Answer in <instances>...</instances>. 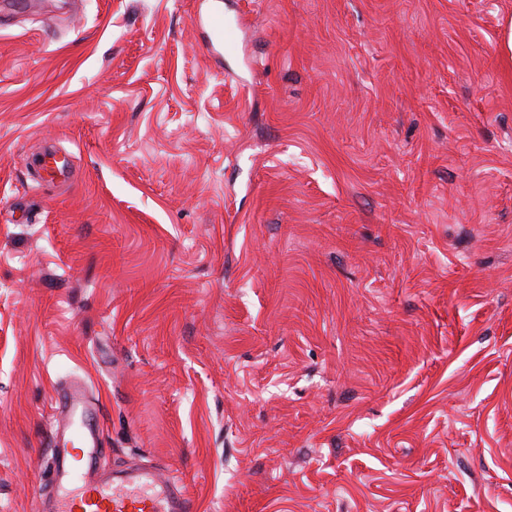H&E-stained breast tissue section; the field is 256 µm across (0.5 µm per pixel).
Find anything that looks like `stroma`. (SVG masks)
<instances>
[{
    "label": "stroma",
    "mask_w": 512,
    "mask_h": 512,
    "mask_svg": "<svg viewBox=\"0 0 512 512\" xmlns=\"http://www.w3.org/2000/svg\"><path fill=\"white\" fill-rule=\"evenodd\" d=\"M9 2L0 512L77 379L196 512H512V0Z\"/></svg>",
    "instance_id": "35a3bbf8"
}]
</instances>
